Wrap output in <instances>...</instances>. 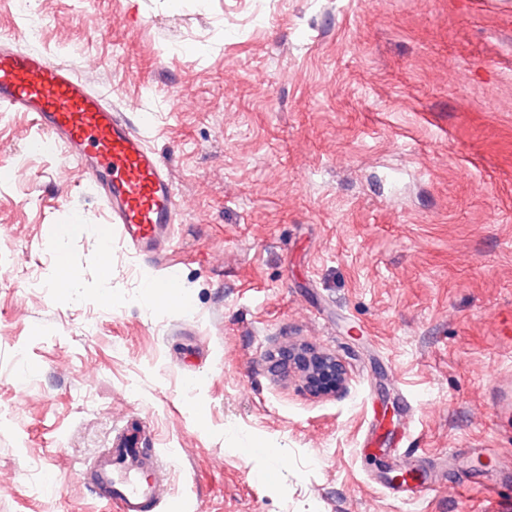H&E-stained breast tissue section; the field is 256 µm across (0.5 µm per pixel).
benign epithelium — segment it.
I'll return each instance as SVG.
<instances>
[{
    "mask_svg": "<svg viewBox=\"0 0 512 512\" xmlns=\"http://www.w3.org/2000/svg\"><path fill=\"white\" fill-rule=\"evenodd\" d=\"M269 358L283 371L299 377L304 388L313 395L337 394L348 384L342 363L335 356L309 345L285 343Z\"/></svg>",
    "mask_w": 512,
    "mask_h": 512,
    "instance_id": "obj_1",
    "label": "benign epithelium"
}]
</instances>
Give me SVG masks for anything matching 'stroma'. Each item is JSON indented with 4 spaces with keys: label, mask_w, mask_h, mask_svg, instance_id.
<instances>
[{
    "label": "stroma",
    "mask_w": 512,
    "mask_h": 512,
    "mask_svg": "<svg viewBox=\"0 0 512 512\" xmlns=\"http://www.w3.org/2000/svg\"><path fill=\"white\" fill-rule=\"evenodd\" d=\"M1 31L152 113L183 211L136 253L0 111V512H109L82 474L138 412L157 512H486L463 468L414 505L376 478L398 439L422 468L512 449V0H0ZM288 341L346 391L278 378ZM269 358L288 375L299 377L304 388L313 395L337 394L348 384L342 363L335 356L309 345L285 343Z\"/></svg>",
    "instance_id": "obj_1"
}]
</instances>
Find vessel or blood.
<instances>
[{
  "mask_svg": "<svg viewBox=\"0 0 512 512\" xmlns=\"http://www.w3.org/2000/svg\"><path fill=\"white\" fill-rule=\"evenodd\" d=\"M0 108L29 115L52 147L90 175L109 222L134 250L158 249L169 241L182 204L168 167L148 145V113L129 118L79 78L61 57L0 40ZM145 428L123 426L88 473L95 495L113 512H154L167 471L145 446ZM487 491L512 481V454L494 471H472ZM425 477L392 486L391 494L416 503Z\"/></svg>",
  "mask_w": 512,
  "mask_h": 512,
  "instance_id": "1",
  "label": "vessel or blood"
}]
</instances>
